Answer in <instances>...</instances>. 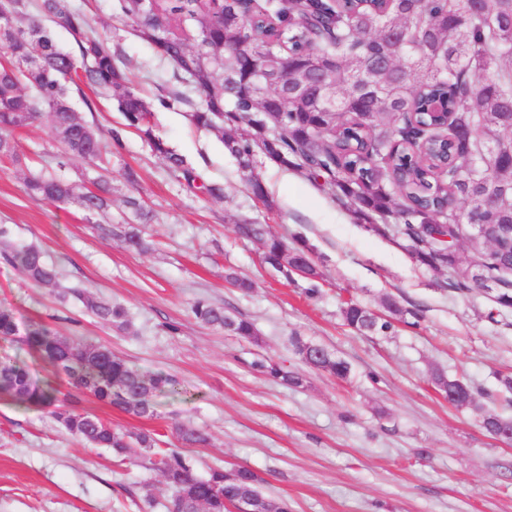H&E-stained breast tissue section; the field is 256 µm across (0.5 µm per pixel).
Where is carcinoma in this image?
Segmentation results:
<instances>
[{"label": "carcinoma", "mask_w": 512, "mask_h": 512, "mask_svg": "<svg viewBox=\"0 0 512 512\" xmlns=\"http://www.w3.org/2000/svg\"><path fill=\"white\" fill-rule=\"evenodd\" d=\"M132 31L154 47L200 92L191 120L210 131L238 165L253 198L272 205L254 173L256 155L293 170L321 187L368 228L402 242L412 260L433 272L448 273V287L468 292L490 286L494 302L512 309V250L476 237L474 225H512V0H119ZM0 0V155L19 161L11 133L50 118L63 158L96 166L107 146L98 131L69 105L68 85L84 79L109 94L126 126L137 130L154 154L187 181L192 171L182 156L156 135L152 102L135 89L126 64L68 0ZM27 24L20 25L21 19ZM66 27L78 47L61 49L42 19ZM27 193L59 206L105 209L112 188L105 182L82 191L51 174L24 179ZM240 233L260 242L262 261H285L318 292L323 274L311 247L299 238L288 246L263 224H241ZM446 233L447 247L433 233ZM128 248L149 249L140 230L121 231ZM474 260L462 264L459 243ZM4 258L41 288L59 287L57 268L41 249L22 245ZM85 310L104 324L124 330L120 304L73 291ZM387 315L348 300L345 323L362 335H387L404 310L388 297ZM195 319L233 336L257 341L254 324L220 306L198 300ZM17 326L12 309L0 306V339ZM27 346L38 352L68 383L99 402L139 419L156 416L158 398L177 393L168 376L145 373L100 343H74L40 323L31 324ZM296 355L311 368L339 379L351 365L302 336L292 337ZM252 367L291 388L304 386L298 372L255 361ZM431 382L443 393H463L452 401L476 412L481 427L496 435L512 418L476 405L471 386L440 370ZM0 397L48 408L81 444L110 448L125 461L154 449L151 464L171 491L174 512H288L272 501L247 466L194 473L190 459L161 448L147 432L112 427L97 415L70 407L53 383L33 384L15 359L0 360ZM182 441L204 447L208 436L189 424L178 427Z\"/></svg>", "instance_id": "obj_1"}]
</instances>
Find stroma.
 <instances>
[{"label": "stroma", "mask_w": 512, "mask_h": 512, "mask_svg": "<svg viewBox=\"0 0 512 512\" xmlns=\"http://www.w3.org/2000/svg\"><path fill=\"white\" fill-rule=\"evenodd\" d=\"M70 4L127 63L135 88L154 106L156 135L184 157L195 180L175 176L124 126L114 100L83 83L69 88L72 107L103 139L121 138L98 172L78 162L58 167L61 147L48 120L16 129L17 159L0 157V251L38 245L58 267L61 286H33L0 255V306L13 310L19 336L5 350L43 382L46 364L20 342L39 322L75 342L107 345L142 371L176 378L185 393L159 398L150 420L67 382L59 387L76 411L183 449L197 474L249 466L261 491L287 499L292 512H512V446L486 433L473 411L450 406L429 379L431 369H443L470 384L477 404L512 415V397L496 381L512 373V311L494 315L489 293L448 288L447 274L417 267L348 206L261 157L254 172L272 204L254 200L223 144L192 123L195 86L133 34L118 0ZM128 169L136 183L125 180ZM40 171L81 186L96 176L109 180L111 208L94 214L32 198L24 177ZM214 183L223 198L201 192ZM131 195L155 216L142 227L152 243L143 254L112 234L135 221L124 204ZM244 222L305 239L323 272L319 293L308 296L301 279L272 272L259 243L239 234ZM230 268L252 281L249 292L225 281ZM73 288L124 306L128 330L101 324L70 296ZM388 297L406 311L390 334L361 336L345 325V301L378 312ZM198 299L253 321L257 341L198 322L191 313ZM295 333L348 361L349 379L305 365L291 345ZM257 358L301 373L304 387L270 381L251 368ZM180 423L206 431L209 445L184 447ZM148 493L154 512H168L170 492L148 460L121 462L111 449L84 447L47 411L0 399V512H138Z\"/></svg>", "instance_id": "1"}]
</instances>
